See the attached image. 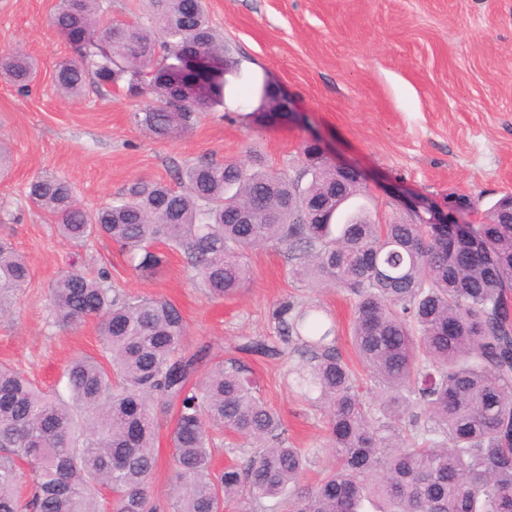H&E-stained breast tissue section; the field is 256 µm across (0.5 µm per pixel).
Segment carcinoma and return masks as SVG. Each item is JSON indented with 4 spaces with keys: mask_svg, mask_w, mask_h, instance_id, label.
Wrapping results in <instances>:
<instances>
[{
    "mask_svg": "<svg viewBox=\"0 0 512 512\" xmlns=\"http://www.w3.org/2000/svg\"><path fill=\"white\" fill-rule=\"evenodd\" d=\"M147 24L102 21L99 0H58L52 24L93 51L62 60L59 90L86 84L100 94L141 92L145 72L155 103L135 122L157 138L181 136L195 112L224 105L217 79L184 99L169 73L195 49L227 56L207 20L204 0H152ZM35 60L0 53V79L28 88ZM268 112L286 102L264 82ZM306 185L272 169L236 161L201 162L176 171L180 188L161 182L93 213L58 177L32 182L28 198L79 245L101 236L125 249L144 278L155 276L164 244L215 299L250 275L246 252L286 250L290 273L308 286L328 282L354 297V352L379 389L366 405L327 311L284 300L272 312L280 341L297 363L289 369L301 397L326 414L332 462L303 482L310 451L288 445L278 414L261 399L245 364L214 360L211 346H187L180 310L161 297L127 296L108 275L72 266L50 288L52 323L72 328L98 320L106 362L75 357L65 372L69 400L0 367V512H226L272 501L283 512H512V196L488 209V223L456 237L446 224L394 218L378 224L356 202V179L312 143L302 149ZM29 277L25 258L0 242V315L6 293ZM237 350L278 358V345L245 337ZM174 410L169 435L168 498L154 496L157 407ZM217 431L242 440L216 472ZM34 477L28 497L18 474Z\"/></svg>",
    "mask_w": 512,
    "mask_h": 512,
    "instance_id": "1",
    "label": "carcinoma"
}]
</instances>
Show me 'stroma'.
I'll list each match as a JSON object with an SVG mask.
<instances>
[{
    "label": "stroma",
    "mask_w": 512,
    "mask_h": 512,
    "mask_svg": "<svg viewBox=\"0 0 512 512\" xmlns=\"http://www.w3.org/2000/svg\"><path fill=\"white\" fill-rule=\"evenodd\" d=\"M56 3L0 0V51L21 50L38 66L28 91L0 81V145L10 153L9 175L0 179V240L30 269L11 313L0 317V363L44 390H63L75 356L102 355L94 321L67 329L51 322L49 287L73 265L107 271L127 293L170 300L185 317L188 346L207 343L224 358L238 355L245 336L277 341L271 314L290 297L327 310L340 347L350 351L353 298L296 281L285 253L269 246L248 252L249 280L221 300L173 249H165L157 277L142 278L108 239L62 241L26 198L35 178L67 180L92 212L135 184L174 183L176 170L201 161L295 177L302 144L316 140L361 171L365 202L382 222L407 216L419 197L441 205L462 194L483 214L512 194V0H206L231 55L274 83L289 109L257 119L243 85L239 109L195 113L174 139L152 137L133 119L153 103L150 89L105 97L89 87L75 101L57 90V63L78 53L51 23ZM242 358L289 445L316 449L307 470L315 477L330 461L323 411L293 391L289 357Z\"/></svg>",
    "instance_id": "35a3bbf8"
}]
</instances>
